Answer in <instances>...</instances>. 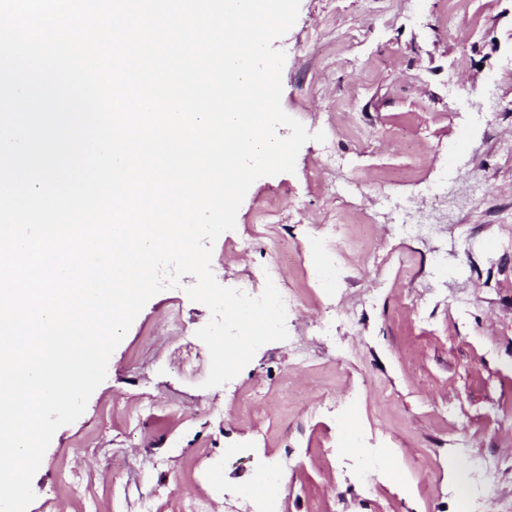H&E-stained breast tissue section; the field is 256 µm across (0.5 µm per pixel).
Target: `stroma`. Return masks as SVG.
I'll use <instances>...</instances> for the list:
<instances>
[{
    "label": "stroma",
    "instance_id": "obj_1",
    "mask_svg": "<svg viewBox=\"0 0 512 512\" xmlns=\"http://www.w3.org/2000/svg\"><path fill=\"white\" fill-rule=\"evenodd\" d=\"M273 46L284 112L326 140L251 185L211 267L261 290L272 256L300 251L288 340L203 388L206 345L189 366L177 337L210 312L183 276L55 432L28 512H224L228 493L253 512L282 456L276 512H512V0H301ZM328 224L347 227L342 258ZM493 456L510 461L495 479L472 470Z\"/></svg>",
    "mask_w": 512,
    "mask_h": 512
}]
</instances>
